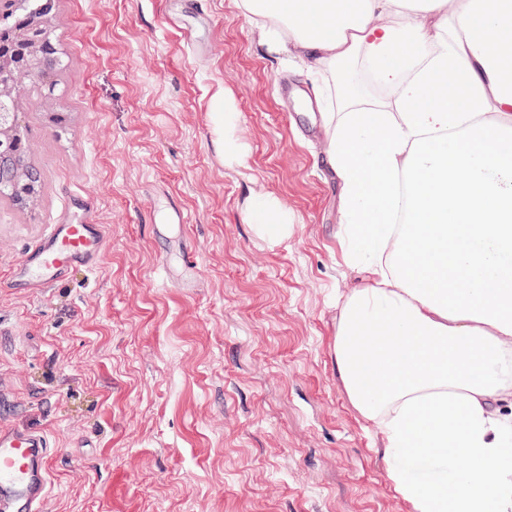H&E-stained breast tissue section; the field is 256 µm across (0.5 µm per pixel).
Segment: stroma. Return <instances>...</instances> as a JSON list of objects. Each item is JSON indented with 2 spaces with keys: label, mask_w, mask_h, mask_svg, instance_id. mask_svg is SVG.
<instances>
[{
  "label": "stroma",
  "mask_w": 512,
  "mask_h": 512,
  "mask_svg": "<svg viewBox=\"0 0 512 512\" xmlns=\"http://www.w3.org/2000/svg\"><path fill=\"white\" fill-rule=\"evenodd\" d=\"M197 2H53L67 66L22 112L46 189L0 206V423L51 439L50 512H406L332 354L358 282L324 151L338 79L312 83L239 0ZM226 95L244 169L212 120ZM258 192L286 204L285 240L248 222ZM65 215L105 225L97 273L13 292ZM186 243L188 280L162 263Z\"/></svg>",
  "instance_id": "obj_1"
}]
</instances>
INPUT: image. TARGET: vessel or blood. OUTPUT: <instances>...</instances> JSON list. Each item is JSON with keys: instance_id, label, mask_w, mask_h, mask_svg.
<instances>
[{"instance_id": "vessel-or-blood-1", "label": "vessel or blood", "mask_w": 512, "mask_h": 512, "mask_svg": "<svg viewBox=\"0 0 512 512\" xmlns=\"http://www.w3.org/2000/svg\"><path fill=\"white\" fill-rule=\"evenodd\" d=\"M105 241L103 225L58 220L28 249L9 286L25 293L63 284L77 269L94 273ZM52 456L50 441L40 429L0 427V512H47Z\"/></svg>"}]
</instances>
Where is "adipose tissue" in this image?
<instances>
[{
	"mask_svg": "<svg viewBox=\"0 0 512 512\" xmlns=\"http://www.w3.org/2000/svg\"><path fill=\"white\" fill-rule=\"evenodd\" d=\"M318 68L359 61L327 125L339 238L360 283L333 356L407 512H512V0H240ZM246 167L231 99L213 115ZM250 223L288 232L275 195Z\"/></svg>",
	"mask_w": 512,
	"mask_h": 512,
	"instance_id": "adipose-tissue-1",
	"label": "adipose tissue"
}]
</instances>
